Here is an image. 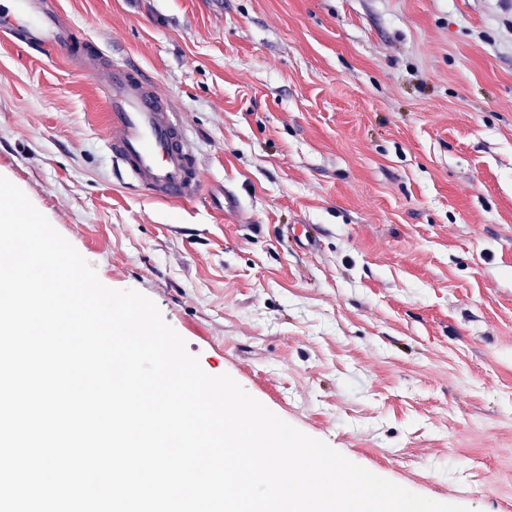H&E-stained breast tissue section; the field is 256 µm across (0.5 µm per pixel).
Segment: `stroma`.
I'll return each instance as SVG.
<instances>
[{
	"label": "stroma",
	"mask_w": 512,
	"mask_h": 512,
	"mask_svg": "<svg viewBox=\"0 0 512 512\" xmlns=\"http://www.w3.org/2000/svg\"><path fill=\"white\" fill-rule=\"evenodd\" d=\"M51 3L170 97L204 195H142L97 79L2 37L0 176L207 374L414 493L512 512V0Z\"/></svg>",
	"instance_id": "1"
}]
</instances>
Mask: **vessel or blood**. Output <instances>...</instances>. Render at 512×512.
Instances as JSON below:
<instances>
[{"label": "vessel or blood", "mask_w": 512, "mask_h": 512, "mask_svg": "<svg viewBox=\"0 0 512 512\" xmlns=\"http://www.w3.org/2000/svg\"><path fill=\"white\" fill-rule=\"evenodd\" d=\"M0 32L21 35L36 51L79 60L85 71L105 62L101 50L76 49L73 29L47 0H0ZM105 64L101 92L113 160L152 199L183 204L199 198L200 171L181 116L138 69Z\"/></svg>", "instance_id": "obj_1"}]
</instances>
